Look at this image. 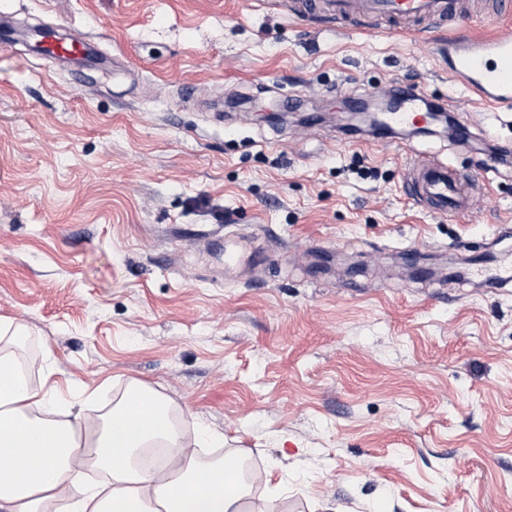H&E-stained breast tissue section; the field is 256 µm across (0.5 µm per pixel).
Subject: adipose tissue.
I'll return each instance as SVG.
<instances>
[{
	"label": "adipose tissue",
	"mask_w": 512,
	"mask_h": 512,
	"mask_svg": "<svg viewBox=\"0 0 512 512\" xmlns=\"http://www.w3.org/2000/svg\"><path fill=\"white\" fill-rule=\"evenodd\" d=\"M21 336L0 320V512H241L240 469L194 454L223 435L183 434L140 382L90 423L80 398L31 384L11 349Z\"/></svg>",
	"instance_id": "adipose-tissue-1"
}]
</instances>
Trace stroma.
I'll use <instances>...</instances> for the list:
<instances>
[{"label": "stroma", "mask_w": 512, "mask_h": 512, "mask_svg": "<svg viewBox=\"0 0 512 512\" xmlns=\"http://www.w3.org/2000/svg\"><path fill=\"white\" fill-rule=\"evenodd\" d=\"M294 0H0L93 65L0 41V318L32 382L110 410L133 381L178 426L223 433L265 477V512H512V109L448 77L450 31L387 33ZM406 83L469 122V144L377 139L311 117L262 123L228 99L291 106ZM477 182L460 216L417 208L409 158ZM468 258L418 281L410 254Z\"/></svg>", "instance_id": "1"}]
</instances>
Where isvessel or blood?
<instances>
[{"label": "vessel or blood", "mask_w": 512, "mask_h": 512, "mask_svg": "<svg viewBox=\"0 0 512 512\" xmlns=\"http://www.w3.org/2000/svg\"><path fill=\"white\" fill-rule=\"evenodd\" d=\"M329 15L336 19L356 16L391 21L393 28H415L425 20L441 24L454 21L459 0H327ZM45 53L61 58L87 55L90 46L80 37L58 38L53 30L38 34ZM448 75L476 96L483 106L512 108V25L503 23L485 34L457 35L448 40ZM424 93L404 88L401 105L391 116L395 126L413 125L426 118ZM407 193L416 206L441 215H462L468 183L450 163L417 158L409 163Z\"/></svg>", "instance_id": "b4317fda"}]
</instances>
